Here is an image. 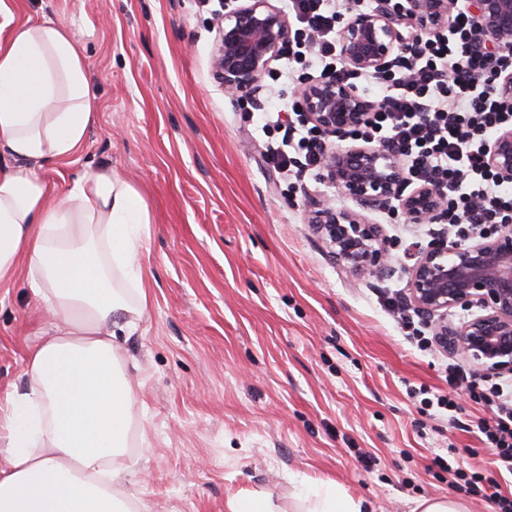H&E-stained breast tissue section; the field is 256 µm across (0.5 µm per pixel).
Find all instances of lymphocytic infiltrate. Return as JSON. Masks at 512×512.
Listing matches in <instances>:
<instances>
[{
	"instance_id": "obj_1",
	"label": "lymphocytic infiltrate",
	"mask_w": 512,
	"mask_h": 512,
	"mask_svg": "<svg viewBox=\"0 0 512 512\" xmlns=\"http://www.w3.org/2000/svg\"><path fill=\"white\" fill-rule=\"evenodd\" d=\"M349 2L362 0H288V10L305 33L304 61L351 83L356 75L340 63L336 40ZM456 16L449 29L402 55L363 134L396 149L411 182L446 197L449 227L511 224L512 183L488 167L485 149L500 129L512 127V101L499 96L492 80L512 69V55L480 48L470 13L462 8ZM322 149L315 128L291 124L280 140L266 144L265 160L279 171L312 170L320 166ZM448 384L466 387L473 401L490 406L491 418L477 428L497 469L512 474V391L480 388L454 370Z\"/></svg>"
}]
</instances>
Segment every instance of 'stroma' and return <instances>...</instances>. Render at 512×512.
<instances>
[{
    "label": "stroma",
    "mask_w": 512,
    "mask_h": 512,
    "mask_svg": "<svg viewBox=\"0 0 512 512\" xmlns=\"http://www.w3.org/2000/svg\"><path fill=\"white\" fill-rule=\"evenodd\" d=\"M224 0H14L0 32L45 20L80 44L97 120L81 151L44 167L67 190L112 167L149 205L139 262L150 305L119 337L135 392L120 491L137 512H227L257 492L301 512V480H333L373 512H413L460 494L434 464L452 456L512 491L476 424L489 407L467 392L458 411L422 408L448 390V365L480 381L459 355L418 347L383 294L403 295L407 252L447 234L369 213L391 244L395 273L362 278L329 257L307 222L312 201L352 209L317 171L291 189L262 156L259 106L226 95L211 58ZM270 65L261 103H294L302 76ZM25 276L0 287V406L28 387L29 349L46 328Z\"/></svg>",
    "instance_id": "35a3bbf8"
}]
</instances>
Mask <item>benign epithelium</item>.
I'll list each match as a JSON object with an SVG mask.
<instances>
[{
    "label": "benign epithelium",
    "mask_w": 512,
    "mask_h": 512,
    "mask_svg": "<svg viewBox=\"0 0 512 512\" xmlns=\"http://www.w3.org/2000/svg\"><path fill=\"white\" fill-rule=\"evenodd\" d=\"M465 7L487 46L512 50V0H468ZM456 8L457 0H407L397 11L390 0H376L372 10L350 15L339 30L341 59L351 70L381 76L410 42L449 27ZM223 20L212 56L214 74L226 94L253 100L271 62L288 48L292 24L271 0H233ZM295 95L304 117L327 138L322 172L338 193L364 210H385L395 202L408 224L438 223L444 197L431 186H411L394 149L369 139L346 146L334 142L369 123L375 102L358 87L327 76L303 83ZM486 162L501 179L512 181L511 127L496 134ZM308 223L337 265L368 278L393 273L387 239L363 213L322 199L312 204ZM407 273L405 305L443 349L472 360L483 374L512 373V224L479 231L465 244L440 238L418 251ZM474 307L480 314L458 325L448 322L451 310Z\"/></svg>",
    "instance_id": "1"
}]
</instances>
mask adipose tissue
<instances>
[{"label": "adipose tissue", "mask_w": 512, "mask_h": 512, "mask_svg": "<svg viewBox=\"0 0 512 512\" xmlns=\"http://www.w3.org/2000/svg\"><path fill=\"white\" fill-rule=\"evenodd\" d=\"M82 51L51 23L0 41V284L27 260L50 328L28 353L26 391L4 410L0 512H131L123 474L134 395L118 355L150 295L137 257L149 207L111 168L85 171L51 199L40 169L82 148L96 121ZM306 512H365L336 482L303 483Z\"/></svg>", "instance_id": "ef3b65f1"}]
</instances>
